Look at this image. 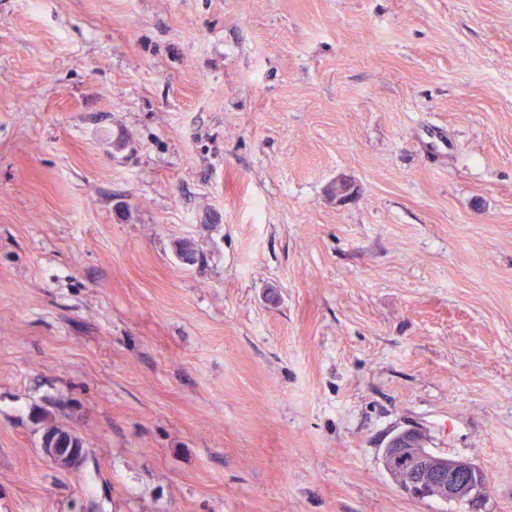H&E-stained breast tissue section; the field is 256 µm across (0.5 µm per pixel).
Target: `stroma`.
I'll list each match as a JSON object with an SVG mask.
<instances>
[{
	"label": "stroma",
	"instance_id": "35a3bbf8",
	"mask_svg": "<svg viewBox=\"0 0 512 512\" xmlns=\"http://www.w3.org/2000/svg\"><path fill=\"white\" fill-rule=\"evenodd\" d=\"M0 512H512V0H0ZM45 442L67 438L73 440L74 444L81 448H74L73 443L68 444L66 441H58L51 445L42 444V452L53 464L60 467H69L78 461L83 455V440L67 431L54 425H47L45 427L43 436ZM415 435H418L415 429L396 433L382 454L386 471L401 473L397 485L403 494L418 500L463 501L480 487V466L465 459H431L423 446L413 444L410 438Z\"/></svg>",
	"mask_w": 512,
	"mask_h": 512
}]
</instances>
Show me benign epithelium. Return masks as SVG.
<instances>
[{"label":"benign epithelium","mask_w":512,"mask_h":512,"mask_svg":"<svg viewBox=\"0 0 512 512\" xmlns=\"http://www.w3.org/2000/svg\"><path fill=\"white\" fill-rule=\"evenodd\" d=\"M414 429H406L393 435L383 450L385 469L401 473L400 491L406 496L423 500L435 498L444 501L468 499L479 484L480 466L458 458L432 459L424 449L416 446L411 437ZM42 452L53 464L69 467L83 455V449L65 441L51 445L42 444Z\"/></svg>","instance_id":"obj_1"}]
</instances>
